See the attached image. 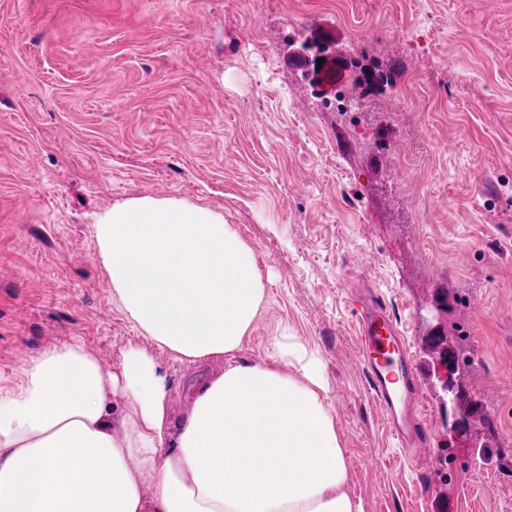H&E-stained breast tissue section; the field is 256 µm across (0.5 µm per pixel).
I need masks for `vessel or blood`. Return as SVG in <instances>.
I'll use <instances>...</instances> for the list:
<instances>
[{
  "label": "vessel or blood",
  "instance_id": "1",
  "mask_svg": "<svg viewBox=\"0 0 512 512\" xmlns=\"http://www.w3.org/2000/svg\"><path fill=\"white\" fill-rule=\"evenodd\" d=\"M359 354L356 366L368 382L374 399L383 407L391 432L406 456L421 458L431 450V439L419 420L398 415L396 388L416 393L420 367L409 354L397 323L381 296L356 298Z\"/></svg>",
  "mask_w": 512,
  "mask_h": 512
}]
</instances>
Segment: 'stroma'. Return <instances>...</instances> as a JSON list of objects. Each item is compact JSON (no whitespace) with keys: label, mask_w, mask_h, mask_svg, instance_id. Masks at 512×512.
Returning <instances> with one entry per match:
<instances>
[{"label":"stroma","mask_w":512,"mask_h":512,"mask_svg":"<svg viewBox=\"0 0 512 512\" xmlns=\"http://www.w3.org/2000/svg\"><path fill=\"white\" fill-rule=\"evenodd\" d=\"M398 69L379 109L338 112L300 45ZM199 200L266 285L236 357L288 331L322 359L363 512H512V0H0V385L72 341L119 369L151 349L112 294L94 218ZM381 293L419 362L429 456L407 461L353 368L348 294ZM487 375L444 425L424 349L436 297ZM175 413L223 361L159 354Z\"/></svg>","instance_id":"stroma-1"}]
</instances>
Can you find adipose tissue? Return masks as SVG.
<instances>
[{"label":"adipose tissue","mask_w":512,"mask_h":512,"mask_svg":"<svg viewBox=\"0 0 512 512\" xmlns=\"http://www.w3.org/2000/svg\"><path fill=\"white\" fill-rule=\"evenodd\" d=\"M96 239L115 298L157 348L190 363L240 349L266 288L221 211L134 196L98 215ZM23 374L0 386V512H363L321 361L292 336L227 364L177 419L139 347L115 372L54 346Z\"/></svg>","instance_id":"ef3b65f1"}]
</instances>
